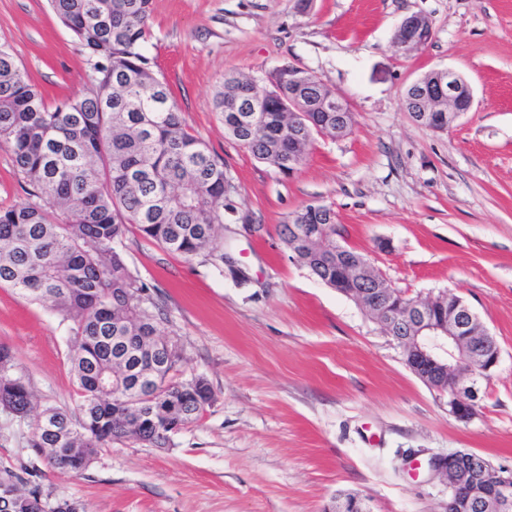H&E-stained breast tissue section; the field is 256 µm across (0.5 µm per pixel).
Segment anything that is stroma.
<instances>
[{
  "label": "stroma",
  "instance_id": "obj_1",
  "mask_svg": "<svg viewBox=\"0 0 512 512\" xmlns=\"http://www.w3.org/2000/svg\"><path fill=\"white\" fill-rule=\"evenodd\" d=\"M427 16L434 37L406 56L392 38ZM147 53L187 130L223 159L224 261L164 251L129 227L123 256L167 312L184 377L214 393L163 448L125 440L75 475L30 448L31 423L0 412V468L83 512H323L351 494L371 512H446L430 463L469 451L512 468V0H152ZM0 44L48 101L82 93L91 65L48 0H0ZM313 72L353 113L352 134L322 137L290 175L230 138L213 97L241 72L266 83L283 64ZM457 71L474 105L444 132L415 124L403 91ZM0 148V207L32 202ZM316 201L342 246L413 298L460 297L495 336L498 367L467 422L405 364L354 300L291 258L279 230ZM72 323L0 286V345L36 409L76 411Z\"/></svg>",
  "mask_w": 512,
  "mask_h": 512
}]
</instances>
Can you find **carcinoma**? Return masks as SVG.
<instances>
[{"instance_id":"cac0c4a2","label":"carcinoma","mask_w":512,"mask_h":512,"mask_svg":"<svg viewBox=\"0 0 512 512\" xmlns=\"http://www.w3.org/2000/svg\"><path fill=\"white\" fill-rule=\"evenodd\" d=\"M93 68L90 87L49 104L0 45V147L41 198L0 208V284L47 302L72 322L71 368L81 394L80 416L46 407L30 447L61 470L79 473L101 448L132 439L167 445L200 418L214 399L200 376L173 380L182 353L164 334L163 309L134 275L119 245L134 224L165 251L224 262V199L235 191L224 160L189 133L144 44L151 0H49ZM309 72L285 64L260 88L240 74L225 78L215 98L227 133L255 158L288 172L296 150L282 125L288 98ZM238 114L253 122L243 128ZM314 132L336 136V112L310 107ZM321 227L336 244V224L303 207L289 225ZM319 280L336 286V263L308 264ZM23 421L33 394L0 346V404ZM0 502L29 512L39 488L0 470Z\"/></svg>"}]
</instances>
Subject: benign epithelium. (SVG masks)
Wrapping results in <instances>:
<instances>
[{
    "mask_svg": "<svg viewBox=\"0 0 512 512\" xmlns=\"http://www.w3.org/2000/svg\"><path fill=\"white\" fill-rule=\"evenodd\" d=\"M422 26L417 14L401 21L399 28L410 36L394 43L397 53L405 55L429 44L434 31L420 38ZM318 83L317 77L307 81L288 101V111L294 113L288 133L297 144L308 140L303 131L306 115L298 103L313 101L312 90ZM405 91L414 95L418 104L411 118L417 125L436 132L452 127L460 113L471 108L474 99L468 81L448 68L431 71L426 81L413 80ZM291 231L289 246L297 258H336V273L350 285L346 294L397 341L414 374L429 386L448 392L449 412L461 422L471 420L476 412L479 383L491 377L500 351L488 348V332L474 335L473 326L480 320L470 307L448 293L427 299L410 298L390 286L369 259L327 246L323 232L309 233L294 226ZM431 468L448 482L446 512H464L466 508L471 512H512L511 469L496 468L467 451L436 458ZM328 512H365V508L356 497L338 495Z\"/></svg>",
    "mask_w": 512,
    "mask_h": 512,
    "instance_id": "1",
    "label": "benign epithelium"
}]
</instances>
